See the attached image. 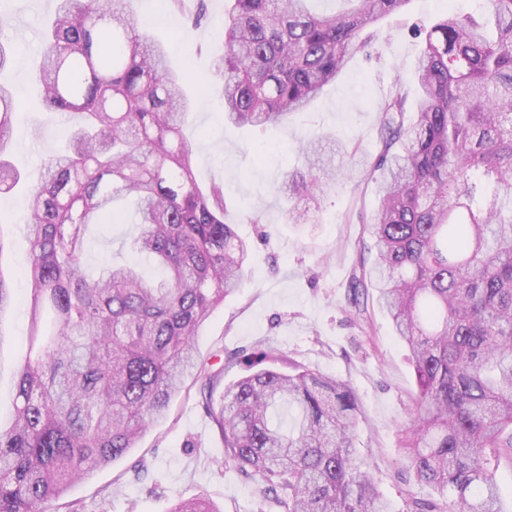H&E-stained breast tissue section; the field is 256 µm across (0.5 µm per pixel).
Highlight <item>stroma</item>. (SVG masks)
<instances>
[{"label":"stroma","mask_w":512,"mask_h":512,"mask_svg":"<svg viewBox=\"0 0 512 512\" xmlns=\"http://www.w3.org/2000/svg\"><path fill=\"white\" fill-rule=\"evenodd\" d=\"M206 19L186 31L179 14L163 0H135L138 17L170 52L173 68L192 62V78L210 76L211 61L222 51L225 0H206ZM484 0H412L399 18L374 26L371 45L354 54L343 74L327 86L307 111L287 125L266 130L231 129L217 101L191 113L185 133L193 145L194 171L201 187L224 189V221L250 246L247 279L204 324L197 348L202 360L215 363L219 350L265 345L287 360L350 382L359 406L354 446L391 512H406L409 497L429 498L417 482L401 445L416 392L408 348L395 335L377 301L367 292L364 320L353 316L349 280L360 257L368 256L370 238L360 219L377 205L375 188L350 161L345 182L328 190L319 221L289 224L278 191L286 172L301 169L304 158L295 144L306 133L331 134L374 154L380 148L379 103L394 79L409 80L422 48L412 25H431L445 9L481 13ZM56 0H0V33L14 47L11 68L1 76L18 98L12 134V159L28 181H36L49 155L61 150L64 129L57 113L45 109L31 81L46 22ZM23 195H0V279L16 291L29 243L22 218ZM136 229L130 224L91 227L84 254L86 268L123 261ZM29 313L18 305L0 316V423L13 414L19 364L28 347ZM148 469L135 480L134 463ZM206 494L224 512H260L254 484L224 465V440L206 413L196 384L190 383L126 458L100 468L72 485L62 499L46 503V512H169L173 502Z\"/></svg>","instance_id":"1"}]
</instances>
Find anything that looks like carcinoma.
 Masks as SVG:
<instances>
[{"label":"carcinoma","instance_id":"cac0c4a2","mask_svg":"<svg viewBox=\"0 0 512 512\" xmlns=\"http://www.w3.org/2000/svg\"><path fill=\"white\" fill-rule=\"evenodd\" d=\"M133 0H57L32 80L44 107L66 117L67 149L50 156L23 218L31 243L32 347L18 370L15 415L0 425V512H39L71 483L126 456L167 416L191 378L210 400L218 374L196 337L246 278L247 244L224 223L219 186L196 183L182 128L188 74ZM410 0H349L330 14L307 0H231L220 89L228 128L286 124L336 81L377 21ZM481 18L445 13L417 31L415 96L397 80L380 103V144L362 156L380 198L367 230L370 267L352 275V304L375 288L416 377L403 430L409 467L436 497L407 512H506L495 471L512 464V0ZM206 16L204 0L183 16ZM18 108L0 85V193L22 174L7 147ZM286 173L290 224L315 223L336 169L319 157L360 153L315 133ZM133 224V246L163 269L109 262L83 268L88 227ZM246 373L214 413L224 464L251 480L267 512H389L352 448V386L296 367L272 349L236 351ZM169 512H223L204 497Z\"/></svg>","mask_w":512,"mask_h":512}]
</instances>
